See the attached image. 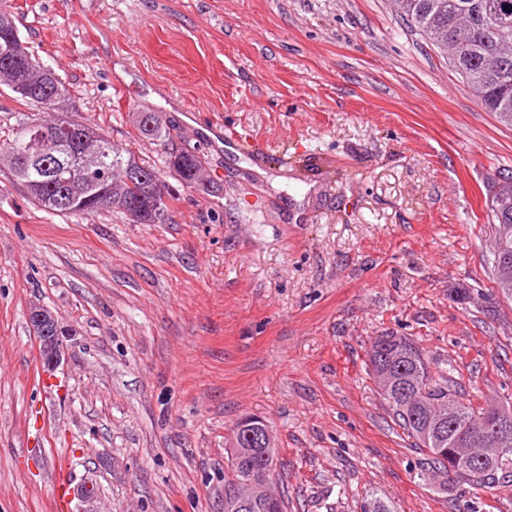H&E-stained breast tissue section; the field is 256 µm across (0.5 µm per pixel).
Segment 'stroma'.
<instances>
[{"mask_svg": "<svg viewBox=\"0 0 512 512\" xmlns=\"http://www.w3.org/2000/svg\"><path fill=\"white\" fill-rule=\"evenodd\" d=\"M75 119L162 167L160 114L214 186L163 178L161 224L35 205L0 155V512H224L236 425L259 417L286 512H512L446 493L390 418L374 336L415 341L468 395L512 398V301L485 207L512 169L486 111L388 0H0ZM243 144H220L225 129ZM285 177L274 186L276 177ZM62 327L43 375L30 304Z\"/></svg>", "mask_w": 512, "mask_h": 512, "instance_id": "obj_1", "label": "stroma"}]
</instances>
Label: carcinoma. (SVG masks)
<instances>
[{
    "label": "carcinoma",
    "mask_w": 512,
    "mask_h": 512,
    "mask_svg": "<svg viewBox=\"0 0 512 512\" xmlns=\"http://www.w3.org/2000/svg\"><path fill=\"white\" fill-rule=\"evenodd\" d=\"M512 0H391L397 17L418 32L434 48L445 54L449 66L500 123L512 127V8L501 5ZM7 57L13 68H0V86L10 90L22 105L58 113L51 135L56 152L64 162V172L56 180L42 176L19 144L29 139L31 126L39 118L27 117L13 131L6 152L16 180L28 197L40 207L58 213L92 216L105 208L116 209L139 224H161L166 219L165 183L157 180L155 168L112 147L99 128L76 120L71 97L55 74H46L23 46L18 33L0 27V58ZM140 136L164 143L165 165L178 181L202 191L211 181L199 176L205 160L173 142L156 112L137 115ZM96 148L111 174L100 180L81 173L73 161L70 141ZM144 180H139V177ZM497 191L485 198L489 223L494 234L492 272L495 287L487 291L488 303L512 300V171H497ZM67 190V206L54 205ZM373 377L381 386L391 411V420L411 439V447L425 452L428 466L442 477L444 492L466 485L476 491H498L512 487V439L500 441L488 430L489 423L503 407H483L466 397L456 381L453 365L448 372L434 371L422 349L412 339L383 333L373 338L367 352ZM269 430L259 419L240 423L231 457L232 480L224 501L243 497L254 502L251 512H284L283 500L262 493L243 492L256 472L269 467L264 449L255 448L247 434Z\"/></svg>",
    "instance_id": "1"
}]
</instances>
